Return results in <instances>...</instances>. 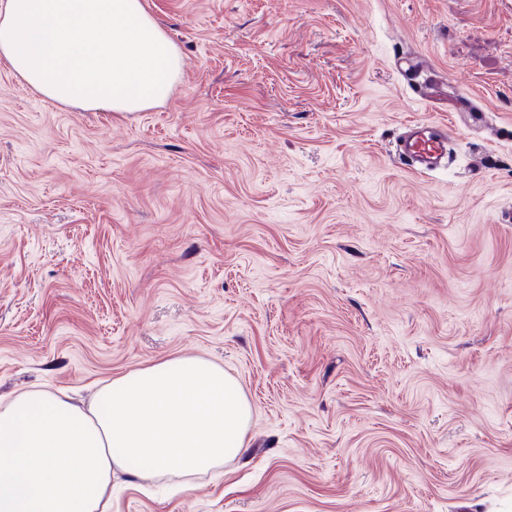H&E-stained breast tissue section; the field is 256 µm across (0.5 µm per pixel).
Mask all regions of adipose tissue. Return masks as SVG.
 I'll return each mask as SVG.
<instances>
[{"mask_svg":"<svg viewBox=\"0 0 512 512\" xmlns=\"http://www.w3.org/2000/svg\"><path fill=\"white\" fill-rule=\"evenodd\" d=\"M0 60L53 102L109 112L162 104L183 68L142 0H0ZM99 401L29 390L0 407V512H106L131 462L144 479L217 472L243 452L253 412L200 357L116 377Z\"/></svg>","mask_w":512,"mask_h":512,"instance_id":"1","label":"adipose tissue"}]
</instances>
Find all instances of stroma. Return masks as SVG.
Returning <instances> with one entry per match:
<instances>
[{
	"mask_svg": "<svg viewBox=\"0 0 512 512\" xmlns=\"http://www.w3.org/2000/svg\"><path fill=\"white\" fill-rule=\"evenodd\" d=\"M169 98L83 110L0 62V402L201 357L253 407L221 472L112 512H512V0H143ZM479 111L408 173L405 123ZM450 120V119H449Z\"/></svg>",
	"mask_w": 512,
	"mask_h": 512,
	"instance_id": "35a3bbf8",
	"label": "stroma"
}]
</instances>
